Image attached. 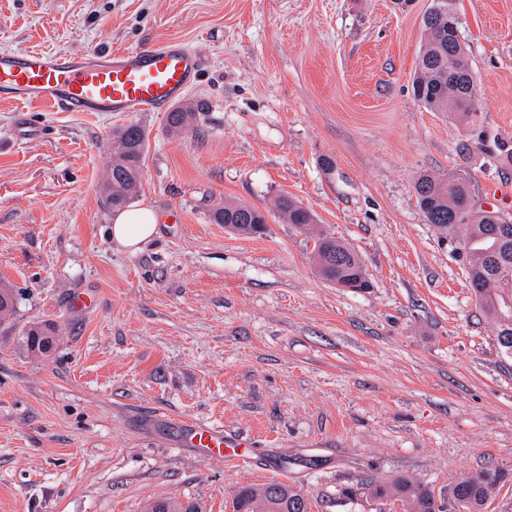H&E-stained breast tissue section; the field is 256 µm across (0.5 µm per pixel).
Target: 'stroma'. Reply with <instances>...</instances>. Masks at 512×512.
I'll list each match as a JSON object with an SVG mask.
<instances>
[{
  "mask_svg": "<svg viewBox=\"0 0 512 512\" xmlns=\"http://www.w3.org/2000/svg\"><path fill=\"white\" fill-rule=\"evenodd\" d=\"M431 0H0V49L69 56L176 40L199 49L192 129L160 112L18 109L0 100V512H146L178 499L231 512L283 481L308 512H404L342 498L404 475L442 496L486 466L512 498V357L467 281L461 232L428 224L424 173H466L476 208L512 217V0H455L474 115L410 89ZM147 134L133 206L160 217L141 250L112 244V132ZM331 169H324L323 159ZM281 195L353 246L369 289L321 280ZM244 202L267 231L212 210ZM97 293L86 311L72 295ZM56 325L31 355L27 325ZM250 436L246 462L179 446L176 425ZM211 217L217 224H224L229 231L241 235H261L266 231L260 230L257 224H267L265 214L246 203L224 204L211 212Z\"/></svg>",
  "mask_w": 512,
  "mask_h": 512,
  "instance_id": "stroma-1",
  "label": "stroma"
}]
</instances>
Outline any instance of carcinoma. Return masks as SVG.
Listing matches in <instances>:
<instances>
[{"label": "carcinoma", "mask_w": 512, "mask_h": 512, "mask_svg": "<svg viewBox=\"0 0 512 512\" xmlns=\"http://www.w3.org/2000/svg\"><path fill=\"white\" fill-rule=\"evenodd\" d=\"M456 16L450 0H432L423 15L425 40L412 90L414 98L432 112L467 117L472 110V101L466 96L472 71L459 31L449 23ZM164 120L166 132L178 136L194 124L196 112L191 106L178 105L165 113ZM146 144V133L137 124L112 132L110 159L103 179L110 207L120 210L134 199L142 177ZM414 189L427 223L437 228H464L462 241L470 287L481 309L496 325H501L502 314L512 309V247L506 249L500 245L498 225H512V219L498 212L474 211L471 181L460 172L450 171L444 176L422 174ZM275 208L287 223L299 229L314 230L316 215L300 201L282 195L275 201ZM211 217L236 234L265 233L258 228L266 223L265 214L246 203L218 206ZM313 252L317 273L325 281L363 266L353 247L322 233L315 236ZM14 312V290L1 283L0 322L12 317ZM55 331L54 326L46 323L26 327L23 337L27 349L33 354L48 352L44 343ZM505 480L506 474L501 469L486 467L449 484L446 499L455 504L456 512H483L486 501ZM268 487L267 483L260 487H241L235 499L242 512H307L300 491L279 483V492L268 494ZM365 489L378 498L401 501L408 512H436L437 509L433 492L405 476H397L389 482L370 480L365 483Z\"/></svg>", "instance_id": "1"}]
</instances>
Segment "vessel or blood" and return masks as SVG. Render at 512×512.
I'll list each match as a JSON object with an SVG mask.
<instances>
[{"label": "vessel or blood", "mask_w": 512, "mask_h": 512, "mask_svg": "<svg viewBox=\"0 0 512 512\" xmlns=\"http://www.w3.org/2000/svg\"><path fill=\"white\" fill-rule=\"evenodd\" d=\"M198 50L179 41L146 49L61 57L37 50H0V99L74 112H166L194 86ZM181 446L203 457L245 460L251 438L192 422L176 429Z\"/></svg>", "instance_id": "vessel-or-blood-1"}]
</instances>
